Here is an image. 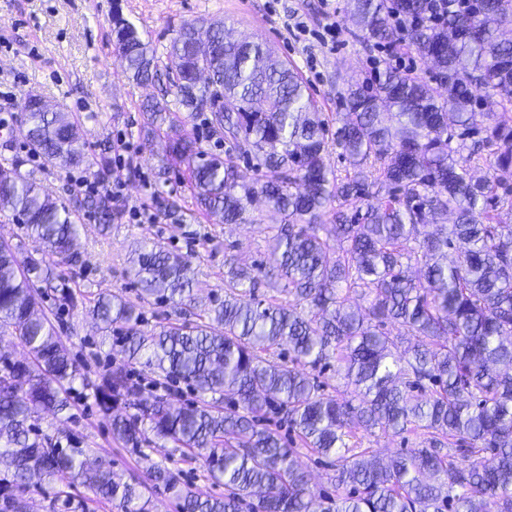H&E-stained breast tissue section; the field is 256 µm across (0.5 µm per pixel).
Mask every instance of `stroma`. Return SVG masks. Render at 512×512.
I'll return each mask as SVG.
<instances>
[{
	"mask_svg": "<svg viewBox=\"0 0 512 512\" xmlns=\"http://www.w3.org/2000/svg\"><path fill=\"white\" fill-rule=\"evenodd\" d=\"M343 4L344 0H332L327 7L321 0H0V164L24 159V171L74 209L84 197L77 178L91 175L102 147L113 146L122 136L132 144L134 163L141 170L126 178L129 202L163 206L152 224L125 217L103 232L91 219L81 233L84 266L71 281L80 306L64 312L57 329L83 372L99 377L121 358L120 330L102 333L82 308L101 291L121 294L137 307L147 332L191 319L172 305L141 299L127 273V259L135 248L155 241L188 256L197 307L202 310L223 298L230 267L249 270L266 260L264 227L277 220L260 201L245 224H219L198 212L185 166H166L161 147L168 126L152 130L144 125L142 105L158 90L127 79L113 45V13L133 22L160 58L180 25L197 19H218L231 31L264 40L280 60L297 68L322 118L332 125L343 109L348 83L373 77L389 60L387 52L358 42ZM330 21L337 24L336 42L326 45L318 35ZM31 95L73 117L85 144L81 165L60 169L28 157L15 131L23 102ZM70 403L65 413L42 414L40 427L70 433L80 447L124 475L141 473L149 459L178 472L185 489L223 494V485L208 480L200 463L184 461L170 444L150 445L147 459H140L136 450L113 438L93 400L75 394ZM25 497L30 512H121L117 503L93 500L81 486L71 489L66 502L36 484L27 488Z\"/></svg>",
	"mask_w": 512,
	"mask_h": 512,
	"instance_id": "stroma-1",
	"label": "stroma"
}]
</instances>
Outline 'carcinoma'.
Wrapping results in <instances>:
<instances>
[{"mask_svg": "<svg viewBox=\"0 0 512 512\" xmlns=\"http://www.w3.org/2000/svg\"><path fill=\"white\" fill-rule=\"evenodd\" d=\"M427 8L428 0H346L361 44L404 42L433 60L435 78L386 67L371 82L350 84L333 131L295 68L272 59L264 42L232 40L223 22L199 19L181 26L161 66L139 29L112 17L128 78L165 82L164 93L173 89L179 106L208 113L209 134L229 144L221 156L195 133L169 139L170 156L190 166L198 210L242 224L261 196L282 220L265 226L269 270L229 272L224 300L195 323L147 334L134 305L99 293L87 312L109 332L125 329L127 360L91 380L55 325L59 312L78 306L69 280L49 286L48 307V293L35 287L49 280L50 262L82 266L84 225L19 162L0 165V206L38 243L20 256L0 242V333L29 353L26 361L0 354V470L12 489L0 496V512H27L23 492L34 474L56 497L81 485L123 512H148L157 486L180 512H239L252 495L256 512H315L316 502L320 512H512V224L498 213L512 188L497 176L512 169V41L494 28L512 24V0H474L459 13L450 6L441 24H391ZM484 96L502 111H480ZM168 111L163 97L143 107L151 121ZM19 133L27 153L51 166L84 162L67 112L29 103ZM333 148L354 160L353 173H334ZM240 157L256 160L262 177L242 182ZM481 162L487 170L476 178ZM350 200L358 209L344 208ZM83 207L102 228L112 223V198L90 195ZM450 214L453 223L441 222ZM328 223L332 239L318 234ZM413 263L423 269L417 280L407 275ZM128 264L142 299L195 308L189 258L154 242ZM261 287L277 292L266 305L257 300ZM354 295L369 306L352 305ZM388 322L397 335L384 331ZM283 345L286 359L275 353ZM331 359L345 387L336 396L306 372ZM134 364L190 384L204 400L172 406L135 378ZM77 381L143 459V444L171 443L228 494L186 491L157 464L126 478L89 461L70 436L64 447L43 433L41 414L65 411ZM224 395L234 400L227 410ZM274 407L301 447L259 426ZM374 428L422 436L427 446L385 460L360 448L359 432ZM308 453L336 459V496L315 489Z\"/></svg>", "mask_w": 512, "mask_h": 512, "instance_id": "obj_1", "label": "carcinoma"}]
</instances>
